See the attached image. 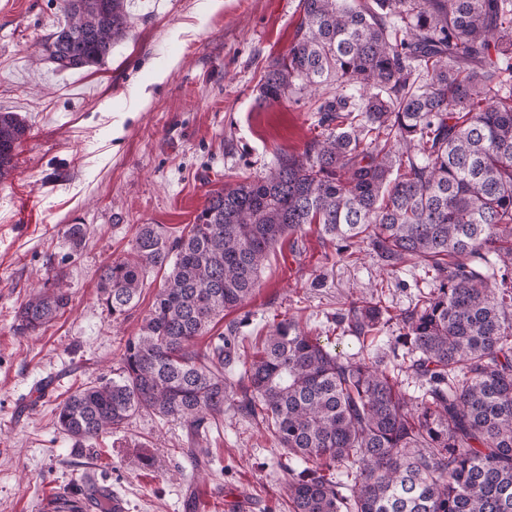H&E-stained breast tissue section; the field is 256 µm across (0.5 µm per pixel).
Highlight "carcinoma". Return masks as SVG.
Wrapping results in <instances>:
<instances>
[{"mask_svg":"<svg viewBox=\"0 0 512 512\" xmlns=\"http://www.w3.org/2000/svg\"><path fill=\"white\" fill-rule=\"evenodd\" d=\"M43 37L61 70L101 65L130 32L127 0H66ZM288 51L259 98L315 100L321 132L302 152L207 195L178 235L138 227L132 254L100 268L99 303L115 321L135 310L150 269L165 282L115 377L79 387L55 409L74 446L121 431L141 413L182 423L188 452L209 455L224 407L265 425L288 459L289 512H512V0H298ZM28 126L0 112V181ZM316 224L341 256L365 244L392 271L414 262L433 288L397 316L403 392L383 360L344 357L292 318L238 353L231 322L253 297L271 250ZM75 249L85 224H68ZM72 296L57 275L34 287L13 328L38 336ZM338 324L359 340L387 324L381 301L351 299ZM345 470L348 481L325 474ZM88 512H113L88 481Z\"/></svg>","mask_w":512,"mask_h":512,"instance_id":"1","label":"carcinoma"}]
</instances>
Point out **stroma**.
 <instances>
[{
    "label": "stroma",
    "mask_w": 512,
    "mask_h": 512,
    "mask_svg": "<svg viewBox=\"0 0 512 512\" xmlns=\"http://www.w3.org/2000/svg\"><path fill=\"white\" fill-rule=\"evenodd\" d=\"M298 0H129L132 28L99 66L60 70L41 38L65 23L64 0H0V112L30 127L16 168L0 182V512H38L80 475L109 487L126 512H224L244 493L251 512H288V456L264 426L233 409L209 436L211 462L183 454L179 422L138 415L77 451L54 425L56 405L78 386L111 377L164 279L148 271L141 302L123 323L98 303L100 267L127 256L142 224L175 234L226 174L265 173L282 151H302L318 129L309 96L267 105L258 84L288 50ZM89 238L73 250L66 225ZM279 244L252 299L226 318L255 342L294 318L322 344L356 357L387 352L389 325L371 345L336 316L379 291L389 316L429 289L423 264L384 269L361 251L332 261L317 225ZM64 274L72 302L41 335H15L31 284ZM154 458L142 466L139 454Z\"/></svg>",
    "instance_id": "obj_1"
}]
</instances>
